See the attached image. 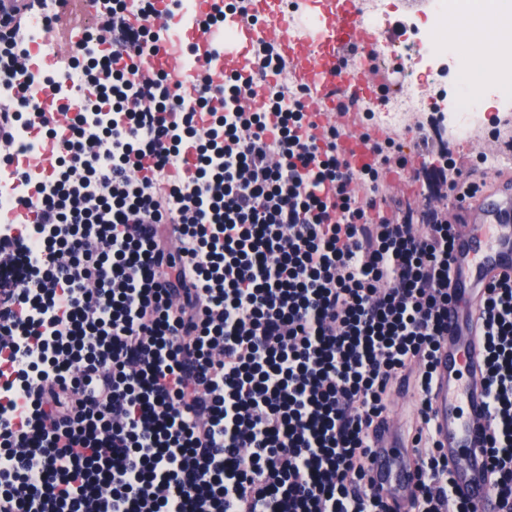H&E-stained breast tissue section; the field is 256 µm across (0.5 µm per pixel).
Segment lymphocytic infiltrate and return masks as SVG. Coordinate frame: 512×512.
<instances>
[{
  "label": "lymphocytic infiltrate",
  "mask_w": 512,
  "mask_h": 512,
  "mask_svg": "<svg viewBox=\"0 0 512 512\" xmlns=\"http://www.w3.org/2000/svg\"><path fill=\"white\" fill-rule=\"evenodd\" d=\"M0 0V167L20 123L56 141L48 183L0 230V512H395L370 475L371 434L399 381L418 481L410 512H474L433 435L448 333L449 209L490 181L443 113L416 123L422 164L377 136L351 165L343 129L305 109L273 45L242 69L149 66L154 0H106L63 67L112 114L59 133L38 112L26 21ZM142 23L130 27L128 14ZM404 175L414 195L384 184ZM488 478L512 512V274L474 304Z\"/></svg>",
  "instance_id": "1"
}]
</instances>
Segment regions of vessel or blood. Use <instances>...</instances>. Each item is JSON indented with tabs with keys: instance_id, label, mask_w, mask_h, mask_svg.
<instances>
[{
	"instance_id": "b4317fda",
	"label": "vessel or blood",
	"mask_w": 512,
	"mask_h": 512,
	"mask_svg": "<svg viewBox=\"0 0 512 512\" xmlns=\"http://www.w3.org/2000/svg\"><path fill=\"white\" fill-rule=\"evenodd\" d=\"M254 10L260 23L230 18L199 36L197 63L212 65L216 50L229 70L251 44L271 43L290 62L295 82L309 88L306 109L321 125L340 122L338 103L380 105L398 91L406 67L386 51L401 43L404 31L397 21L365 26L361 0H297L291 9L282 0H254ZM47 13L58 19L51 40L70 54L93 13L89 0H47ZM461 215L467 228L455 242L454 284L462 300L448 305V334L433 383V427L448 452L454 486L475 512H497L481 452L487 397L471 301L493 274L512 273V173L496 177L466 202ZM371 475L391 500L406 504L417 471L395 423L372 437Z\"/></svg>"
}]
</instances>
